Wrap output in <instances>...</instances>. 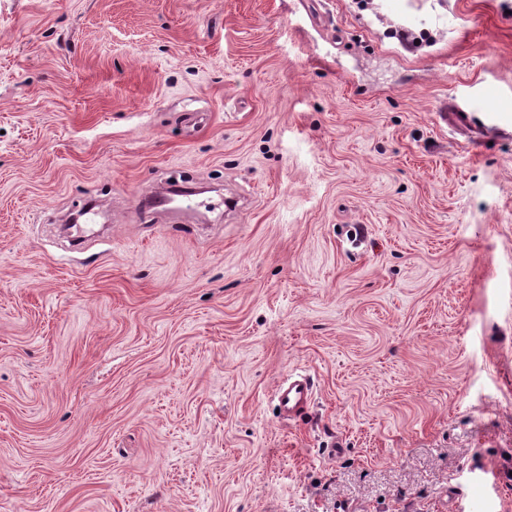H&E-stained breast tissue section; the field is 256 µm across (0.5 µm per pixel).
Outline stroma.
Instances as JSON below:
<instances>
[{
    "label": "stroma",
    "mask_w": 512,
    "mask_h": 512,
    "mask_svg": "<svg viewBox=\"0 0 512 512\" xmlns=\"http://www.w3.org/2000/svg\"><path fill=\"white\" fill-rule=\"evenodd\" d=\"M451 103L512 117V0H0V512H512V127ZM274 397L282 417L295 420L309 410L314 399L313 384L306 376L289 375L277 385Z\"/></svg>",
    "instance_id": "stroma-1"
}]
</instances>
